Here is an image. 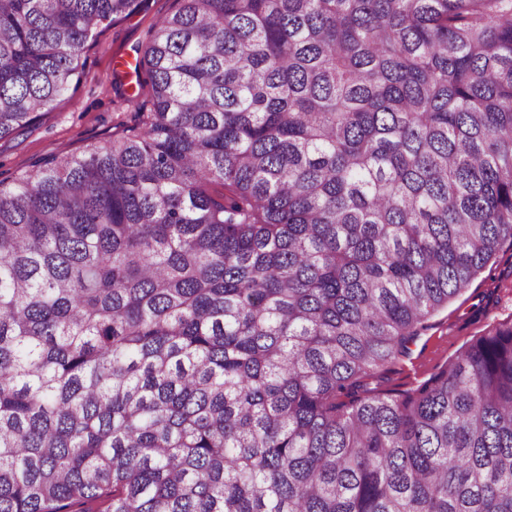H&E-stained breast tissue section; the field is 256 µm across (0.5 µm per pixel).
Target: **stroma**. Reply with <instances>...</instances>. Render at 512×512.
<instances>
[{"label":"stroma","mask_w":512,"mask_h":512,"mask_svg":"<svg viewBox=\"0 0 512 512\" xmlns=\"http://www.w3.org/2000/svg\"><path fill=\"white\" fill-rule=\"evenodd\" d=\"M174 0H139L126 18L105 23L81 56L79 83L43 110L31 124L0 138V180L44 157L63 158L87 146H106L123 128L137 124L134 105L121 100L127 87L118 63L135 61L149 25L168 13ZM512 319V245L503 244L487 268L428 321L427 329L383 372L379 388L403 394L418 388L444 369L476 337L493 324Z\"/></svg>","instance_id":"35a3bbf8"}]
</instances>
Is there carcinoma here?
<instances>
[{"label": "carcinoma", "mask_w": 512, "mask_h": 512, "mask_svg": "<svg viewBox=\"0 0 512 512\" xmlns=\"http://www.w3.org/2000/svg\"><path fill=\"white\" fill-rule=\"evenodd\" d=\"M175 2L0 181V512H512V320L369 387L512 244V0ZM137 6L0 0V137ZM174 3L139 0L133 14L116 23L105 22L85 45L80 82L34 122L0 139V180L10 183L40 158H63L90 145L107 146L124 127L138 123V109L120 98L127 88V70L116 62L134 63L146 41L148 26L171 11Z\"/></svg>", "instance_id": "cac0c4a2"}]
</instances>
